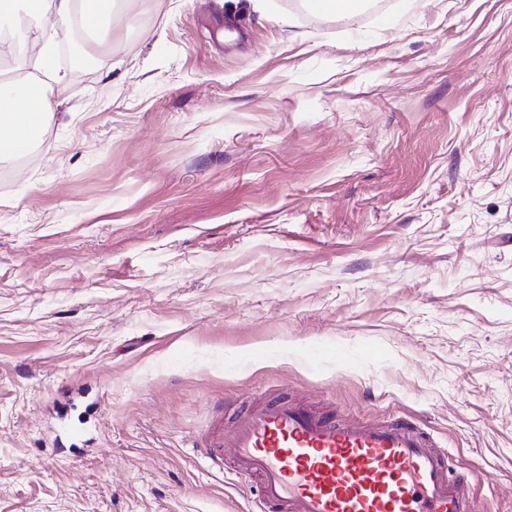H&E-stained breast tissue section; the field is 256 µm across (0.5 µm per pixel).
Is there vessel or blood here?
I'll use <instances>...</instances> for the list:
<instances>
[{"instance_id":"vessel-or-blood-1","label":"vessel or blood","mask_w":512,"mask_h":512,"mask_svg":"<svg viewBox=\"0 0 512 512\" xmlns=\"http://www.w3.org/2000/svg\"><path fill=\"white\" fill-rule=\"evenodd\" d=\"M192 446L250 484L257 512H474L476 472L408 420L339 421L261 394Z\"/></svg>"}]
</instances>
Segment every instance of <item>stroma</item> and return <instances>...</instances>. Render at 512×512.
<instances>
[{
  "mask_svg": "<svg viewBox=\"0 0 512 512\" xmlns=\"http://www.w3.org/2000/svg\"><path fill=\"white\" fill-rule=\"evenodd\" d=\"M141 1L0 162V512H252L191 443L261 393L512 512V0Z\"/></svg>",
  "mask_w": 512,
  "mask_h": 512,
  "instance_id": "1",
  "label": "stroma"
}]
</instances>
